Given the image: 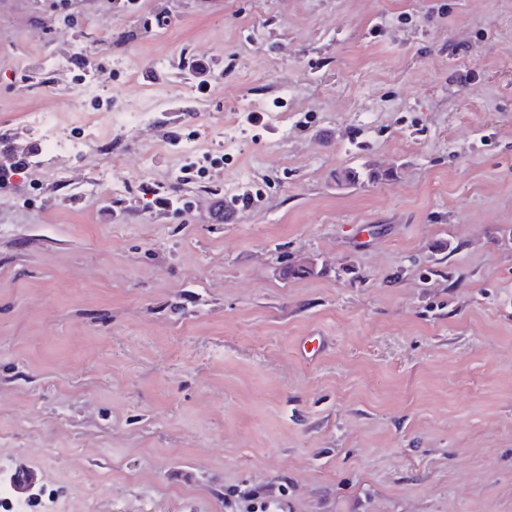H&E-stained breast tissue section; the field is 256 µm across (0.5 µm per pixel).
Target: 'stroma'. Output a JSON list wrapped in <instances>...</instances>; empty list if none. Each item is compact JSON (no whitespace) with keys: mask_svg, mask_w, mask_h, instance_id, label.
Segmentation results:
<instances>
[{"mask_svg":"<svg viewBox=\"0 0 512 512\" xmlns=\"http://www.w3.org/2000/svg\"><path fill=\"white\" fill-rule=\"evenodd\" d=\"M4 161L0 465L64 499L55 449L102 512H512V0H0Z\"/></svg>","mask_w":512,"mask_h":512,"instance_id":"stroma-1","label":"stroma"}]
</instances>
